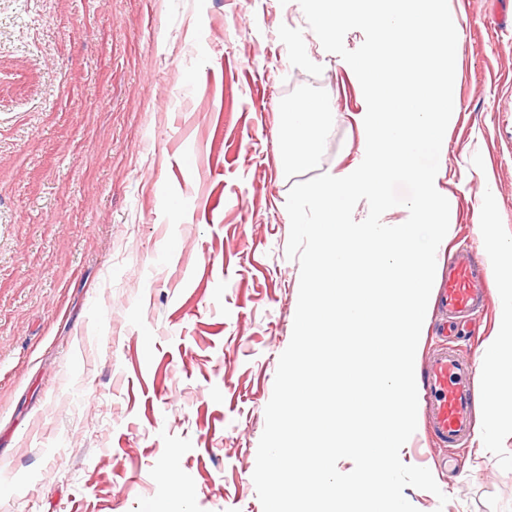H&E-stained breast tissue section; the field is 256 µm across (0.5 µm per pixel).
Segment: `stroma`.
Listing matches in <instances>:
<instances>
[{"label":"stroma","instance_id":"stroma-1","mask_svg":"<svg viewBox=\"0 0 512 512\" xmlns=\"http://www.w3.org/2000/svg\"><path fill=\"white\" fill-rule=\"evenodd\" d=\"M450 251L512 240V0H448ZM328 109L288 159L285 100ZM350 65L298 0H0V512H263L265 407L298 302L293 184L357 165ZM502 282L460 341L499 327ZM461 457L417 427L418 512H512V394ZM173 483L163 482V468ZM446 502H439V495Z\"/></svg>","mask_w":512,"mask_h":512}]
</instances>
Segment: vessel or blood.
<instances>
[{
	"mask_svg": "<svg viewBox=\"0 0 512 512\" xmlns=\"http://www.w3.org/2000/svg\"><path fill=\"white\" fill-rule=\"evenodd\" d=\"M491 282L484 262L472 251L460 249L449 257L448 272L436 288L435 306L442 315L435 333L438 344L425 363L420 391L426 428L443 448L464 446L474 427L476 363L463 357L451 338L485 307Z\"/></svg>",
	"mask_w": 512,
	"mask_h": 512,
	"instance_id": "obj_1",
	"label": "vessel or blood"
}]
</instances>
